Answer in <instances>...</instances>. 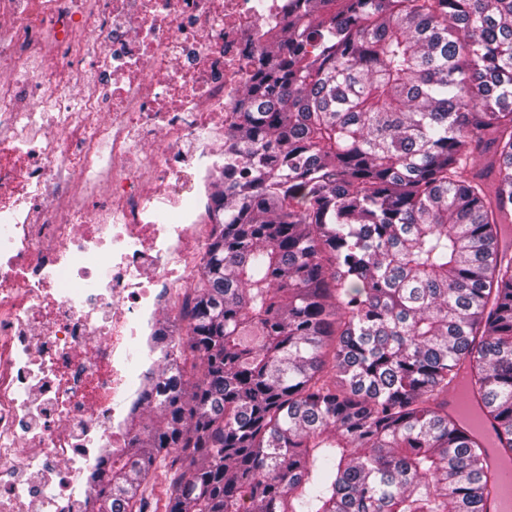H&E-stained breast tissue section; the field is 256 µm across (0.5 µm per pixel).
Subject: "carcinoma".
<instances>
[{
  "mask_svg": "<svg viewBox=\"0 0 512 512\" xmlns=\"http://www.w3.org/2000/svg\"><path fill=\"white\" fill-rule=\"evenodd\" d=\"M151 412L91 512H487L512 466V0H288ZM492 151L487 171L475 153ZM455 389L478 404L452 418Z\"/></svg>",
  "mask_w": 512,
  "mask_h": 512,
  "instance_id": "1",
  "label": "carcinoma"
}]
</instances>
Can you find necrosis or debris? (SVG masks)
Listing matches in <instances>:
<instances>
[{
  "label": "necrosis or debris",
  "instance_id": "1",
  "mask_svg": "<svg viewBox=\"0 0 512 512\" xmlns=\"http://www.w3.org/2000/svg\"><path fill=\"white\" fill-rule=\"evenodd\" d=\"M286 5L0 0V512H78L124 448Z\"/></svg>",
  "mask_w": 512,
  "mask_h": 512
}]
</instances>
